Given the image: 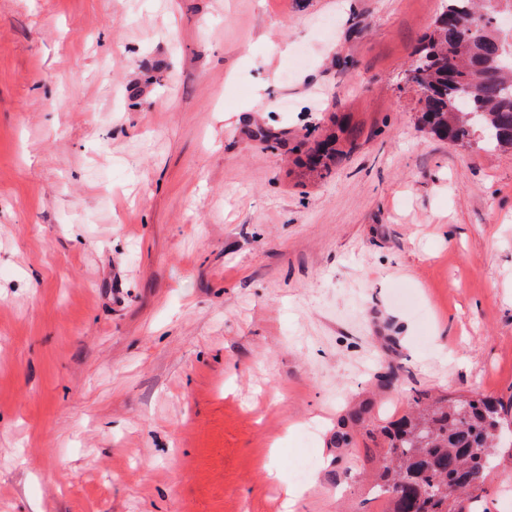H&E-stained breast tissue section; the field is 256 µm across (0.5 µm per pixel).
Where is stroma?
<instances>
[{
	"instance_id": "35a3bbf8",
	"label": "stroma",
	"mask_w": 512,
	"mask_h": 512,
	"mask_svg": "<svg viewBox=\"0 0 512 512\" xmlns=\"http://www.w3.org/2000/svg\"><path fill=\"white\" fill-rule=\"evenodd\" d=\"M440 7L0 0V512H285L306 456L295 512H383L347 404L512 422V150L405 80Z\"/></svg>"
}]
</instances>
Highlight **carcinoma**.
I'll list each match as a JSON object with an SVG mask.
<instances>
[{
    "mask_svg": "<svg viewBox=\"0 0 512 512\" xmlns=\"http://www.w3.org/2000/svg\"><path fill=\"white\" fill-rule=\"evenodd\" d=\"M512 12V0H443L413 77L423 119L441 139L468 142L463 121L481 113L489 147L512 149V62L504 60L505 36L496 9ZM374 403L363 399L336 423L329 442L336 460L348 457L361 430L381 440L383 456L370 475V496L387 512H474L503 436L500 402L488 398L432 397L419 392L400 416L375 423Z\"/></svg>",
    "mask_w": 512,
    "mask_h": 512,
    "instance_id": "cac0c4a2",
    "label": "carcinoma"
}]
</instances>
